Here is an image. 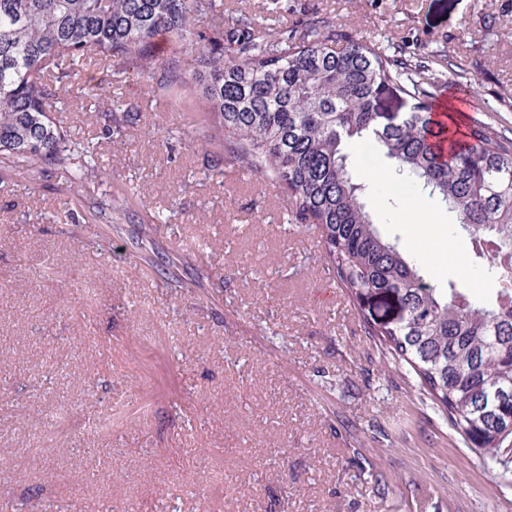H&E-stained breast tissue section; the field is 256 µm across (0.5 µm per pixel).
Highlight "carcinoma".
Returning <instances> with one entry per match:
<instances>
[{"label": "carcinoma", "mask_w": 512, "mask_h": 512, "mask_svg": "<svg viewBox=\"0 0 512 512\" xmlns=\"http://www.w3.org/2000/svg\"><path fill=\"white\" fill-rule=\"evenodd\" d=\"M210 17L207 44L194 21ZM175 39L190 69L159 67L155 37ZM154 90L196 89L212 117L210 140L234 143L233 159L291 199L293 215L320 235L327 269L357 304L365 333L410 367L473 445L480 461L512 473V138L473 121L463 131L432 112L430 58L400 59L313 20L291 34L226 19L215 0H0V155L30 166L79 151L50 117L65 95H86L88 54ZM386 93L416 100L389 116ZM372 143L394 177L410 180L456 213L478 257L497 275L495 298L478 300L449 280L437 288L418 259L382 235L353 177L351 150ZM371 293L402 314L379 321Z\"/></svg>", "instance_id": "obj_1"}]
</instances>
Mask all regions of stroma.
<instances>
[{"label":"stroma","instance_id":"1","mask_svg":"<svg viewBox=\"0 0 512 512\" xmlns=\"http://www.w3.org/2000/svg\"><path fill=\"white\" fill-rule=\"evenodd\" d=\"M216 4L262 31L319 18L435 56L460 123L512 137V0ZM83 73L109 100L67 97L53 118L92 156L32 180L0 155V512H512V482L365 333L287 195L209 143L195 92L159 96L93 55ZM366 204L405 248L420 233L431 283L493 297L438 200L402 184Z\"/></svg>","mask_w":512,"mask_h":512}]
</instances>
